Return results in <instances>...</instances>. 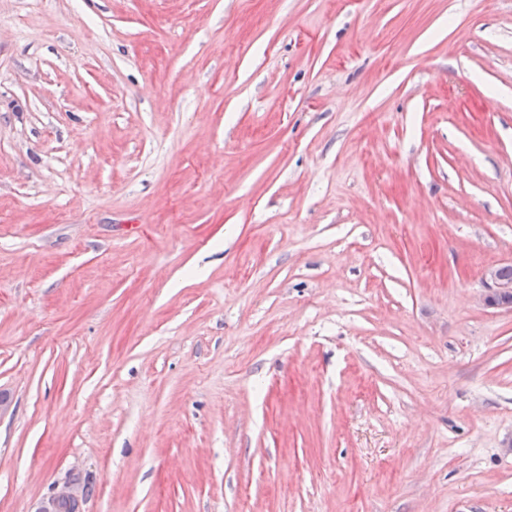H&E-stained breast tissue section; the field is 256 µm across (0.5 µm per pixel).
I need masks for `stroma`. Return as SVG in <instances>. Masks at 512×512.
Listing matches in <instances>:
<instances>
[{
    "mask_svg": "<svg viewBox=\"0 0 512 512\" xmlns=\"http://www.w3.org/2000/svg\"><path fill=\"white\" fill-rule=\"evenodd\" d=\"M504 264L512 0H0V512H512ZM486 276L494 284L495 288H491L489 293L483 297L485 305L493 308L511 309L512 280L505 278L512 279V266L492 267L488 269ZM83 502V489L81 484L75 479H69L61 486H57L51 493L42 497L34 512H69L66 506L60 504H67L73 512H81V504Z\"/></svg>",
    "mask_w": 512,
    "mask_h": 512,
    "instance_id": "stroma-1",
    "label": "stroma"
}]
</instances>
